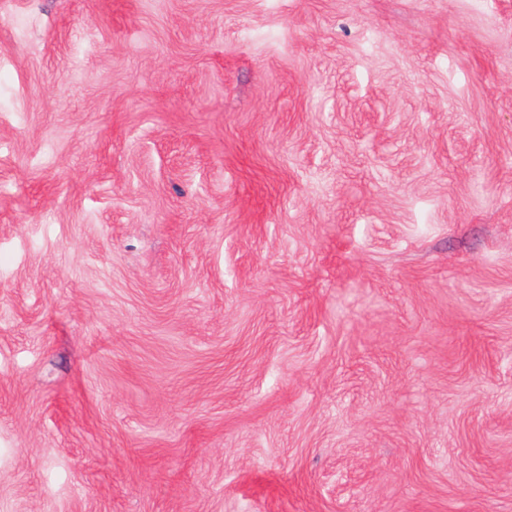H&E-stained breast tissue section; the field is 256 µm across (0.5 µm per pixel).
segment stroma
Returning a JSON list of instances; mask_svg holds the SVG:
<instances>
[{"label": "stroma", "instance_id": "35a3bbf8", "mask_svg": "<svg viewBox=\"0 0 512 512\" xmlns=\"http://www.w3.org/2000/svg\"><path fill=\"white\" fill-rule=\"evenodd\" d=\"M0 512H512V0H0Z\"/></svg>", "mask_w": 512, "mask_h": 512}]
</instances>
